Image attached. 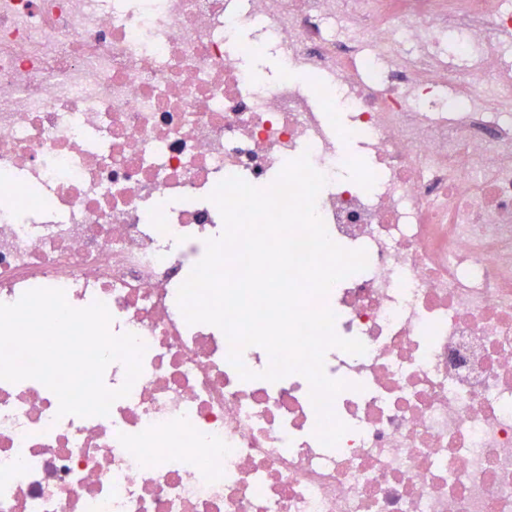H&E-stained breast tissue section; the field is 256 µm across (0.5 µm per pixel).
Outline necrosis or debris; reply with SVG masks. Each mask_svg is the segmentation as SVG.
Returning <instances> with one entry per match:
<instances>
[{
  "instance_id": "4bbe7bcc",
  "label": "necrosis or debris",
  "mask_w": 512,
  "mask_h": 512,
  "mask_svg": "<svg viewBox=\"0 0 512 512\" xmlns=\"http://www.w3.org/2000/svg\"><path fill=\"white\" fill-rule=\"evenodd\" d=\"M511 35L512 0H0V303L59 288L146 346L105 416L0 380V512H512ZM304 153L368 256L318 301L367 348L325 354L331 448L304 376L250 346L242 379L177 304L216 185Z\"/></svg>"
}]
</instances>
